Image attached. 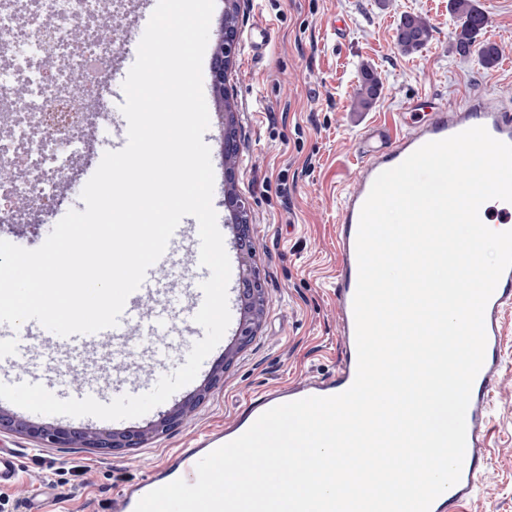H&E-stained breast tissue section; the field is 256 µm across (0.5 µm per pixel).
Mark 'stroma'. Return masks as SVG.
Returning a JSON list of instances; mask_svg holds the SVG:
<instances>
[{"instance_id": "stroma-1", "label": "stroma", "mask_w": 512, "mask_h": 512, "mask_svg": "<svg viewBox=\"0 0 512 512\" xmlns=\"http://www.w3.org/2000/svg\"><path fill=\"white\" fill-rule=\"evenodd\" d=\"M487 7L485 40L501 55L493 68L478 58L452 51L457 22L448 0H237L235 49L216 100L211 85L203 92L209 112L206 131L212 162L220 169L214 189L217 215L232 217L228 194L247 200L248 222L257 243L254 265L265 292L266 310L257 333L232 363L216 354L187 389L176 391L141 419L90 422L122 432L144 429L162 413L206 385L223 369L222 382L193 416L144 447L117 454L89 448H40L19 435L0 436V449L13 451L21 463L19 482L0 490V512H25L26 502L42 499L52 512H112V499L127 483L145 477L165 451L245 410L254 394L302 374H331L338 362L336 305L332 281L336 270L334 226L339 186L357 169L362 132L374 124L389 126L404 119L406 103L421 97L450 103L473 91L494 106H512V0H477ZM424 18L432 38L420 51L406 55L396 45L401 16ZM344 33H337V23ZM267 26L268 38L252 47L255 28ZM380 83L372 107L359 112L355 94L363 69ZM235 128L238 153L224 154L223 134ZM97 141H86L84 155L72 166L75 179L56 192L54 206L17 207L0 239L26 249L40 247L63 216L84 210L81 192L103 156L108 129L97 128ZM180 248H172L159 277L165 291L152 304L187 324L191 308L182 290L202 277ZM503 368L493 391L489 424L491 454L487 476L471 512H512V310L504 315ZM150 342L125 353L120 367L107 365L102 350H90L84 370L63 359L49 361L42 351L30 353L24 372L0 362V381L17 384L50 371L79 383L93 376L104 394L130 382L152 388Z\"/></svg>"}]
</instances>
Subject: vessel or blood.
<instances>
[{
  "label": "vessel or blood",
  "mask_w": 512,
  "mask_h": 512,
  "mask_svg": "<svg viewBox=\"0 0 512 512\" xmlns=\"http://www.w3.org/2000/svg\"><path fill=\"white\" fill-rule=\"evenodd\" d=\"M157 0H136L124 39L128 60H136L138 45ZM482 126L489 134L512 144V110L490 106L479 94H472L458 105L436 107L430 118L400 125L395 132L369 127L361 138L357 171L343 186L336 217L335 239L338 263L333 285L336 303V330L340 337L342 356L331 375H306L272 391L255 396L247 410L237 413L215 430L192 440L189 447L167 451L161 461L143 479L124 487L115 498L114 512H135L138 501L148 492L174 480L196 481V465L214 449L242 435L257 418L269 409L310 396H332L347 390L357 372V349L353 300L358 282L356 238L361 208L375 178L383 171L402 163L425 143L443 140L472 127ZM157 267H150L142 285L131 293L116 327L93 334L61 337L29 320L19 328L0 323V358L13 365L24 364L29 352L52 346L71 354L107 337L130 339L137 334L153 336V349L158 358L182 348L180 333L164 314L143 318L140 303L143 297L158 288ZM512 309V269L506 270L485 310L487 343L484 364L477 374L466 412V452L459 482L438 496L430 512H469L485 473L490 443L487 427L491 417L490 394L501 376L502 317ZM20 469L14 455L0 451V489L12 487L19 479Z\"/></svg>",
  "instance_id": "obj_1"
}]
</instances>
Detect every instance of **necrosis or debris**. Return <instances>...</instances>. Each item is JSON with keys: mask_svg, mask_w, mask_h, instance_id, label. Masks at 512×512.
I'll return each mask as SVG.
<instances>
[{"mask_svg": "<svg viewBox=\"0 0 512 512\" xmlns=\"http://www.w3.org/2000/svg\"><path fill=\"white\" fill-rule=\"evenodd\" d=\"M104 0H0V51H8L13 68L0 73V106L36 117L0 138V196L20 197L39 204L51 195L58 180L66 178L82 148L78 136L87 118L110 123L105 108L88 115L87 101L99 87L98 65L110 57L112 39L94 25ZM82 26L81 42L71 38L73 26ZM86 79L75 92L67 86L71 71ZM23 86L16 96L15 86ZM39 172L37 179L14 176L18 160Z\"/></svg>", "mask_w": 512, "mask_h": 512, "instance_id": "1", "label": "necrosis or debris"}]
</instances>
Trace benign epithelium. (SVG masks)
Returning <instances> with one entry per match:
<instances>
[{"instance_id":"benign-epithelium-1","label":"benign epithelium","mask_w":512,"mask_h":512,"mask_svg":"<svg viewBox=\"0 0 512 512\" xmlns=\"http://www.w3.org/2000/svg\"><path fill=\"white\" fill-rule=\"evenodd\" d=\"M234 38V28L231 27L227 30L226 41L219 42L213 54L211 83L213 91L221 96L224 95V62L231 56ZM235 230L237 250L243 266L242 301L246 313V319L240 323L237 331V349L240 350L255 335L264 314L265 300L260 279L252 264L255 243L249 232V224L242 220L235 225ZM221 376H223V371H214L203 389L189 400L162 415L148 429L123 432L108 429L78 430L62 425L36 424L0 408V434L25 436L45 448H92L103 454H114L131 448H140L149 440L181 425L195 408L207 399L211 389L219 385Z\"/></svg>"}]
</instances>
